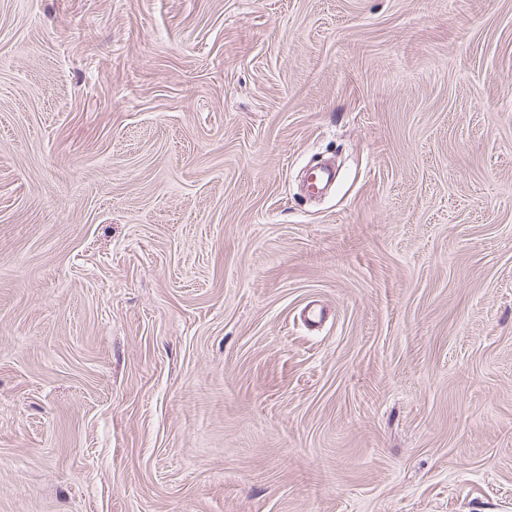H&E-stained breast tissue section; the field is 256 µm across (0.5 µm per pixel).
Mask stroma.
I'll return each instance as SVG.
<instances>
[{"mask_svg":"<svg viewBox=\"0 0 512 512\" xmlns=\"http://www.w3.org/2000/svg\"><path fill=\"white\" fill-rule=\"evenodd\" d=\"M0 512H512V0H0Z\"/></svg>","mask_w":512,"mask_h":512,"instance_id":"35a3bbf8","label":"stroma"}]
</instances>
